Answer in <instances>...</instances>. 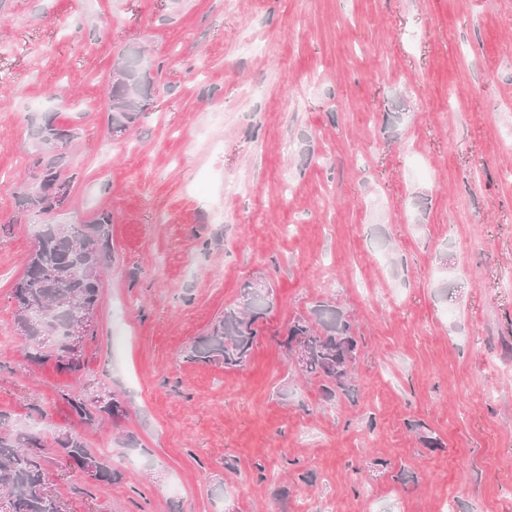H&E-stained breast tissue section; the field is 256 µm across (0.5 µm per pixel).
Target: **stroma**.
Instances as JSON below:
<instances>
[{
  "instance_id": "stroma-1",
  "label": "stroma",
  "mask_w": 512,
  "mask_h": 512,
  "mask_svg": "<svg viewBox=\"0 0 512 512\" xmlns=\"http://www.w3.org/2000/svg\"><path fill=\"white\" fill-rule=\"evenodd\" d=\"M265 38L259 54L246 39ZM139 51L146 109L108 122ZM75 180L24 209L45 121ZM112 217L80 375L27 361L12 289L38 231ZM243 367L189 360L246 284ZM320 304L355 325L325 400L283 345ZM512 0H6L0 7V415L72 434L62 512H512ZM121 399L83 422L68 400ZM439 439L427 447L424 437Z\"/></svg>"
}]
</instances>
